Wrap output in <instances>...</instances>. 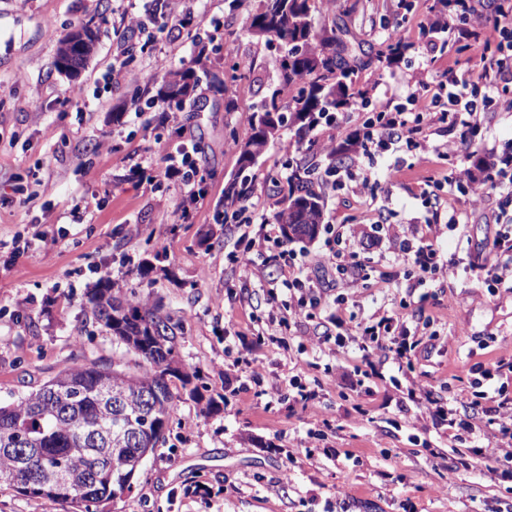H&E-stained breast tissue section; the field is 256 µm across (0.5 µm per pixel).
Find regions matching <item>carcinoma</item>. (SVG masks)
I'll use <instances>...</instances> for the list:
<instances>
[{"label": "carcinoma", "mask_w": 512, "mask_h": 512, "mask_svg": "<svg viewBox=\"0 0 512 512\" xmlns=\"http://www.w3.org/2000/svg\"><path fill=\"white\" fill-rule=\"evenodd\" d=\"M320 0H259L251 16L249 34L276 41L283 49L276 59L280 83L297 84L296 96L285 102L281 89L271 87L248 118L241 137L239 171L252 168L285 122V114L302 128H313L331 112H342L356 98L351 76L357 59L351 54L346 30L335 23L316 29L313 12ZM90 53L74 48L57 51L61 72L83 67ZM197 86L192 68L166 74L152 101L185 107ZM254 192L252 180L229 182L219 224L238 217L236 206ZM283 206L276 216L288 240L312 239L323 223L321 195L309 169L297 167L287 178ZM88 312L99 325L134 356L131 368L97 361L65 364L40 387L12 403L0 405V446L26 444L36 449L30 466L18 468L16 459L0 453V486L48 502H67L79 512L98 507L132 491L145 459L166 441L170 418L180 398L171 389L191 376L177 367L179 325L157 304L124 300L109 278L99 280L88 293ZM144 426L133 442L122 432L117 412Z\"/></svg>", "instance_id": "1"}]
</instances>
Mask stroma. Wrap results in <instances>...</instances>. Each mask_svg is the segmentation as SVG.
Returning a JSON list of instances; mask_svg holds the SVG:
<instances>
[{
  "mask_svg": "<svg viewBox=\"0 0 512 512\" xmlns=\"http://www.w3.org/2000/svg\"><path fill=\"white\" fill-rule=\"evenodd\" d=\"M348 6L349 28L364 46L379 48L384 26L395 22L410 44L398 63L356 69L353 87L372 107L410 111L405 84L414 76L435 82L449 59L472 75L482 70L478 55L453 41L444 54L424 58L422 24L443 13L440 0H329L314 13L315 27L330 26ZM256 7L257 0H195L190 26L148 29L122 42L117 0H0V401L38 389L65 363L126 362L86 309L88 291L108 277L123 297L162 303L179 322V357L198 370L199 395L182 392L166 443L147 459L132 493L103 512H334L340 498L350 512H512V460L494 474L478 463L457 464L471 449L496 443L498 421L468 411L452 438L447 427L420 425V411L406 397L412 376L445 399L497 387L512 396V379L495 373L499 361H512V288L492 290L485 282L500 230L490 219L498 196L481 207L458 196L461 220L435 242L453 266L447 279L425 280L411 265L390 264L393 246L373 223H425L448 197V163L401 148L402 178L358 194L354 180L363 169L380 172L392 158H359L354 133L367 115L337 113L333 125L309 134L316 143L333 140L343 158L337 187L322 190L324 221L361 226V237L340 245L354 252L368 280L351 292L338 288L331 265L311 267L310 275L336 299L344 333H354L356 319L381 303L392 315L420 321L427 335L404 369L372 351L377 378L364 376L353 345H307L322 320L294 324L270 341L269 311L285 316L289 304L277 283V254L285 248L314 256L324 238L267 243L270 277L258 288L239 266L242 227L214 221L239 172L231 133L244 131L267 87L280 85L279 44L246 33ZM86 21L97 30L94 55L77 75L58 72L59 39ZM200 41L210 53L197 74L196 106L181 111L179 124L163 123L148 106L154 81L188 66ZM119 56L123 77L110 72ZM232 64L240 80L225 79ZM180 125L202 148L194 156L201 194L187 220L180 181L157 176L162 158L181 142ZM426 132L434 143L476 146L489 163L512 157V115L497 100L477 127L432 125ZM102 140L108 147L100 151ZM331 164L317 147L300 144L296 126L284 124L247 172L255 183L251 200L274 216L283 196L274 179L298 165L321 172ZM75 209L82 223H74ZM143 266L149 272L142 277ZM254 359L264 365L256 379L247 368ZM474 365L494 378L473 384ZM294 375L317 392L313 405L296 404L284 390ZM210 398L217 407L202 413ZM327 448L334 457L324 456Z\"/></svg>",
  "mask_w": 512,
  "mask_h": 512,
  "instance_id": "1",
  "label": "stroma"
}]
</instances>
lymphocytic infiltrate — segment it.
Returning <instances> with one entry per match:
<instances>
[{"mask_svg": "<svg viewBox=\"0 0 512 512\" xmlns=\"http://www.w3.org/2000/svg\"><path fill=\"white\" fill-rule=\"evenodd\" d=\"M183 0H146L143 9L127 10L123 16L127 29L143 30L157 22H179ZM452 11L443 19H431L423 28L431 34H441L457 30L459 39L479 42L480 29L484 19V0H452ZM448 84L447 91L431 88L424 81L409 85L408 98L414 106L413 116H406L401 111L380 110L375 120L367 124L363 133L362 149L364 155L386 151L391 146L403 143L419 146L418 135L423 118L440 123H448L462 128L478 123L482 112L476 100L471 99V82L469 78L458 75L455 68H448L444 73ZM496 223L502 224L503 232L493 240V249L498 259L487 271V276L495 284L512 283V212L498 210L494 214ZM459 214L456 205H448L445 222L458 223ZM442 222V223H445ZM440 222L426 225H412L410 235L402 242L396 255L397 261L413 265L421 276L447 277L449 265L443 260L434 241L441 233ZM257 228L247 241L241 258L242 271L247 279L256 284H264L266 243L276 240L277 226L266 215H258ZM281 290L297 294L298 299L291 308L297 319H311L327 310L329 304L323 296L319 285L310 277L305 261L291 260L281 269ZM358 334L352 339L357 350L369 352L383 349L388 352L395 364H407L411 353L419 345V328L408 327L405 320L390 315L384 310H375L359 322ZM410 401L420 404L428 412L435 424L455 426L459 411L472 408L473 403L464 396H456L448 406H441L428 388L418 381H410L407 388ZM489 410L501 421L499 438L495 446L475 449L474 454L487 470H494L501 460H512V398L503 390H494L488 398Z\"/></svg>", "mask_w": 512, "mask_h": 512, "instance_id": "lymphocytic-infiltrate-1", "label": "lymphocytic infiltrate"}]
</instances>
